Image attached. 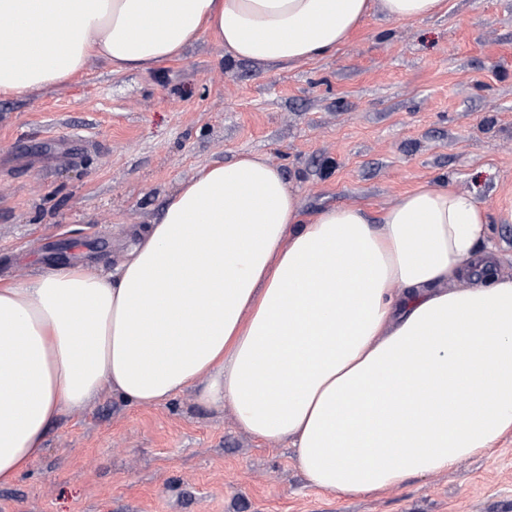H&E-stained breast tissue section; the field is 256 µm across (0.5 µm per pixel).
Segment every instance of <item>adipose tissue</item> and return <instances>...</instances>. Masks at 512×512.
Masks as SVG:
<instances>
[{
  "label": "adipose tissue",
  "instance_id": "1",
  "mask_svg": "<svg viewBox=\"0 0 512 512\" xmlns=\"http://www.w3.org/2000/svg\"><path fill=\"white\" fill-rule=\"evenodd\" d=\"M440 3L0 0V96L64 84L93 59L147 72L207 33L230 58L286 68L336 52L373 8L417 21ZM488 224L450 183L376 215H309L261 155L204 167L116 273L65 265L0 284V485L105 390L153 404L200 386L343 495L493 448L512 433V278Z\"/></svg>",
  "mask_w": 512,
  "mask_h": 512
}]
</instances>
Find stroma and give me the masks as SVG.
Here are the masks:
<instances>
[{"label":"stroma","instance_id":"stroma-1","mask_svg":"<svg viewBox=\"0 0 512 512\" xmlns=\"http://www.w3.org/2000/svg\"><path fill=\"white\" fill-rule=\"evenodd\" d=\"M252 152L312 214L378 213L448 180L489 211L512 278V0H443L421 21L374 14L336 54L279 68L211 36L154 70L91 62L0 98V281L61 265L111 273L136 227L204 165ZM0 512H512V435L378 495L310 486L293 451L186 390L157 404L105 391L52 424L0 486Z\"/></svg>","mask_w":512,"mask_h":512}]
</instances>
